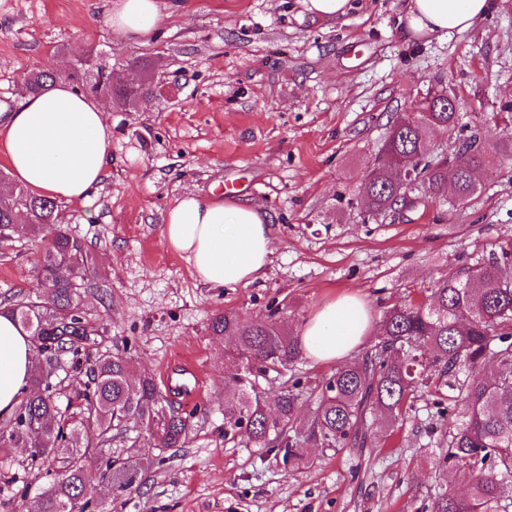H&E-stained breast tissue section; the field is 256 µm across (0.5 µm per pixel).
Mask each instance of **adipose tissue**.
Masks as SVG:
<instances>
[{"instance_id": "1", "label": "adipose tissue", "mask_w": 512, "mask_h": 512, "mask_svg": "<svg viewBox=\"0 0 512 512\" xmlns=\"http://www.w3.org/2000/svg\"><path fill=\"white\" fill-rule=\"evenodd\" d=\"M491 7L492 0H407L403 29L410 39H439L472 28ZM166 19L160 0H113L106 24L122 38L145 39ZM110 144L104 103L75 92L65 80L15 102L0 117V155L14 181L52 199L90 203L111 163ZM163 238L211 288L250 284L272 253L267 213L240 199L184 195L166 215ZM368 322L361 299L341 297L305 322L300 348L315 361L346 359L362 343ZM33 372L26 330L0 315L1 414L13 411Z\"/></svg>"}]
</instances>
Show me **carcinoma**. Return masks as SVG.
Wrapping results in <instances>:
<instances>
[{"label":"carcinoma","mask_w":512,"mask_h":512,"mask_svg":"<svg viewBox=\"0 0 512 512\" xmlns=\"http://www.w3.org/2000/svg\"><path fill=\"white\" fill-rule=\"evenodd\" d=\"M57 79V74L33 72L23 94H38ZM69 82L128 112L152 90L149 83L116 84L112 73L91 62L80 63ZM428 105L435 107L434 122L420 123L422 113L416 112L390 125L365 185L369 216L392 208L401 192L396 180L403 165L413 169L429 198L446 199L451 187L459 206L477 193L478 171L494 161L512 163V136L490 149L476 133L459 138L448 160L427 163L426 130L448 132L459 124V115L442 104V93H426L419 107ZM55 209L54 200L24 189L0 201V239L40 236L44 241L33 270L42 293L5 306L31 336L35 368L13 414L0 419V459L7 460L13 448H27L34 480L49 476L35 494L22 491L21 512H111L95 494V483L110 486L115 495L140 484L163 461L165 449L183 447L198 408L168 404L154 379L135 374L131 359L109 352L95 355L78 404L62 402L56 375L62 357L90 356L91 337L106 324L89 318L83 307L78 286L90 271L89 255L79 238L52 219ZM209 329L234 344L232 356L239 363L237 373L224 380V425L260 448L277 451L292 470L309 464L305 448L310 443L364 447L372 433V410H380L385 426H393L418 391L431 386L427 368H439L451 391L445 396L434 390V406L446 419L439 464L455 472L466 495H437L433 512H512L511 251L438 279L420 304L384 311L380 340L365 360L336 368L314 388L315 406L302 435L293 433L305 396L301 381L285 382L272 409L258 391L259 378L297 362V339L272 313L259 319L219 313ZM487 363L495 365L497 377L457 375L462 366ZM115 442L125 451L115 454ZM90 454L104 461L96 482L84 471Z\"/></svg>","instance_id":"cac0c4a2"}]
</instances>
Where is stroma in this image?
I'll use <instances>...</instances> for the list:
<instances>
[{
  "instance_id": "obj_1",
  "label": "stroma",
  "mask_w": 512,
  "mask_h": 512,
  "mask_svg": "<svg viewBox=\"0 0 512 512\" xmlns=\"http://www.w3.org/2000/svg\"><path fill=\"white\" fill-rule=\"evenodd\" d=\"M112 0H0V103L18 101L35 70L91 57L115 82L130 60L154 66L155 92L134 111L110 107L112 162L91 205L59 202L96 270L81 296L109 329L99 350L131 357L139 373L193 364L201 391L176 404L201 406L184 447L116 512H431L436 492L462 486L437 461V421L420 398L394 432L365 449L308 447L310 467L285 469L274 453L224 427V379L237 371L211 336L218 312L246 318L278 308L290 335L342 295L370 306L361 361L384 310L419 302L433 281L480 257L512 250V165L479 175L467 205L428 198L399 218L368 217L367 173L390 121L447 87L459 128L428 131V147L455 152L460 132L485 144L512 135V0L473 28L412 41L397 20L405 0H351L337 20L310 16L303 0H164L175 13L157 40L122 39L106 24ZM226 196L267 211L269 262L235 289L200 284L162 236L184 194ZM40 240L0 241V303L35 295ZM31 475L24 449L0 463V512Z\"/></svg>"
}]
</instances>
